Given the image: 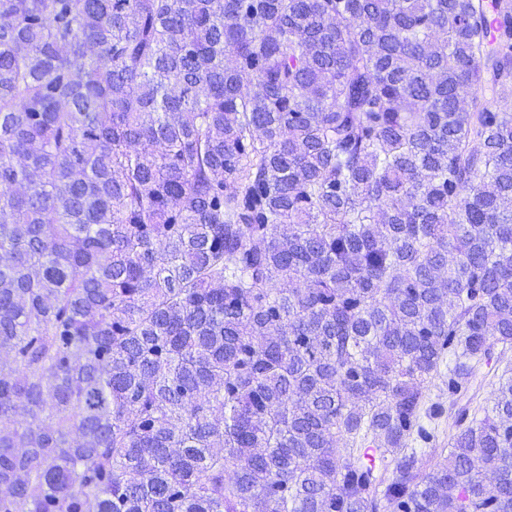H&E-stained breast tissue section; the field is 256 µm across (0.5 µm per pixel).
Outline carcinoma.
Returning <instances> with one entry per match:
<instances>
[{
  "instance_id": "cac0c4a2",
  "label": "carcinoma",
  "mask_w": 512,
  "mask_h": 512,
  "mask_svg": "<svg viewBox=\"0 0 512 512\" xmlns=\"http://www.w3.org/2000/svg\"><path fill=\"white\" fill-rule=\"evenodd\" d=\"M507 89L512 0H0V512H512Z\"/></svg>"
}]
</instances>
